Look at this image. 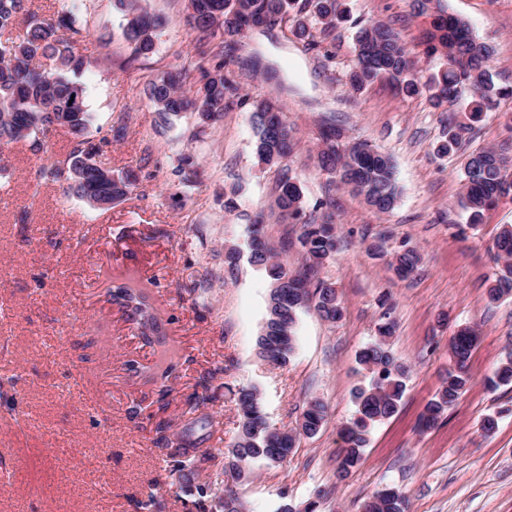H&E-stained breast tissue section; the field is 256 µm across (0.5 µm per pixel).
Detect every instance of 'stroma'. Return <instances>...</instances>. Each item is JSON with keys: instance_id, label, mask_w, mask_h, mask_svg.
I'll return each instance as SVG.
<instances>
[{"instance_id": "1", "label": "stroma", "mask_w": 512, "mask_h": 512, "mask_svg": "<svg viewBox=\"0 0 512 512\" xmlns=\"http://www.w3.org/2000/svg\"><path fill=\"white\" fill-rule=\"evenodd\" d=\"M345 3L350 18L323 51L306 50L280 20L244 33L232 51L240 93L285 105L299 139L292 167L306 207L336 203L341 245L320 276L335 285L344 315L330 323L302 313L297 350L275 368L256 349L269 283L248 259L224 261L229 246L246 248L247 226L262 210L268 237L286 244L280 263L291 271L303 265L300 225L282 222L272 208L278 175L258 162L252 112L234 103L214 121L196 112L165 121L146 95L160 72L192 81L222 59V31L200 38L188 24V0H139L165 21L153 53L142 56L125 37L130 13L118 0H28L39 18L68 14L82 27L87 136L103 165L135 171L138 180L123 201L94 208L69 195L66 182L39 174L46 162L67 160L74 142L64 130L49 134L43 153L24 142L0 146V512H139L150 493L160 512H216L211 498L180 491L166 451L179 445L189 402L203 398L194 437L211 458L198 479L213 480L237 434L234 393L250 386L277 427L296 431L313 398L327 418L315 436L299 435L286 463H256L249 478L231 480L247 512L313 499L318 512H362L385 487L403 493L407 512H512V386L487 383L512 345V299L486 298L494 240L512 225V194L482 223L468 224L459 205L464 158L435 152L459 106L435 110L385 80L360 93L349 86L354 32L374 18L392 23L422 74L437 71L440 60L419 44L429 18L414 16L409 0ZM443 4L492 45L496 80L512 86V0ZM256 58L280 81L252 79ZM326 124L344 141L365 140L393 157L401 194L391 211L376 212L332 185L317 159ZM465 139L471 151L511 141L512 98L473 123ZM188 154L196 169L183 164ZM229 199L234 209H225ZM380 239L384 253L371 255ZM404 244L421 255L406 279L391 266ZM124 281L149 294L163 344H144L110 301L108 289ZM386 315L394 323L389 347L409 369L406 391L398 414L372 431L361 461L344 473L340 430L353 416L355 390L370 380L357 355ZM465 326L480 335L471 381L437 427L420 431L418 417L449 365V342ZM131 360L169 371L168 393L134 376ZM489 415L498 418L490 435L481 428Z\"/></svg>"}]
</instances>
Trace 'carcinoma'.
I'll list each match as a JSON object with an SVG mask.
<instances>
[{"label": "carcinoma", "mask_w": 512, "mask_h": 512, "mask_svg": "<svg viewBox=\"0 0 512 512\" xmlns=\"http://www.w3.org/2000/svg\"><path fill=\"white\" fill-rule=\"evenodd\" d=\"M27 0H0V33L13 27L17 16L26 10ZM435 5L434 18L422 40L424 54H440L444 67L427 79L417 76L416 62L399 42L391 26L381 19H372L355 34L354 59L349 72V85L362 91L377 79L388 80L405 96L424 95L435 109L461 99L471 92L465 117L471 122L483 114L495 111L500 101L512 98V88L496 82L491 72L493 47L473 34L461 17L446 10L434 0H413L412 7L424 14ZM192 28L206 34L215 27L224 31V43L231 46L246 30H260L272 21L295 13L293 35L307 49L320 46L336 23L344 19L342 0H189ZM160 25L155 16L133 9L125 36L135 45L139 55L154 49V33ZM80 29L71 18L64 16L58 23L30 16L28 30L22 39L6 45L0 43V144L25 141L30 150L46 151V138L55 126H63L77 139L69 164L80 176L64 173L52 164L42 169V176L57 180L66 177L67 190L73 196L95 205L103 188L112 186V202L123 200L136 183L133 172L112 175L96 161L98 148L84 139L90 122L87 89L80 76L87 65L86 56L78 46ZM56 62L53 70L40 67L41 59ZM230 62L214 69L200 68L196 86H185L169 75L148 83L146 94L156 112L167 117L181 112H198L206 119L224 115L230 99L238 91ZM252 116L259 164L273 168L278 174L275 206L280 214L302 223L298 244L305 258L304 268L286 270L276 261L277 247L267 238L262 214L251 224L247 243L249 262L264 270L270 280L266 315L257 336L258 352L273 366L288 364L297 348L296 326L299 315L314 309L324 320L335 323L343 317V307L336 288L319 278L321 270L334 257L339 240L336 235L333 202L316 205L311 213L304 212L303 192L290 164L294 150V135L288 125L284 107L276 98H260L252 102ZM468 124L448 120L436 146L440 156L455 155L464 150V133ZM342 134L334 126L322 133L318 153L320 166L329 173L332 183L349 187L364 198L366 204L379 213L390 211L396 204L400 189L391 155L366 142L341 143ZM464 191L460 206L467 213V223L479 224L484 213L493 208L499 198L512 192V147L502 144L483 148L466 155L463 165ZM497 271L487 288L489 302L512 298V225H506L495 243ZM421 257L407 245L393 255L392 267L402 278L418 268ZM112 303L123 309L147 344L163 340L161 327L149 298L142 292L119 284L109 291ZM393 324L386 321L378 327L376 340L358 354V362L371 374L368 386L355 396V414L343 427L344 447L341 469L348 471L362 458L371 430L398 412L406 390L407 368L399 363L388 347ZM479 344L475 329L463 327L452 337L450 365L442 386L426 404L419 418L422 431L436 427L470 382V359ZM490 386L512 385V351L500 359L489 378ZM236 406L240 417L233 448L229 450L224 470L236 478L251 473L250 465L263 461L276 466L287 460L295 448L297 436H315L326 420L325 404L310 400L302 413L296 432L276 427L266 416L260 392L241 388ZM197 419H192L182 435V447L174 449L178 458L176 472L180 488L187 493L197 491L217 499L221 512H244V504L224 483L198 484L197 467L211 454L202 453L192 439ZM407 503L396 488L377 492L364 504V512H406Z\"/></svg>", "instance_id": "cac0c4a2"}]
</instances>
